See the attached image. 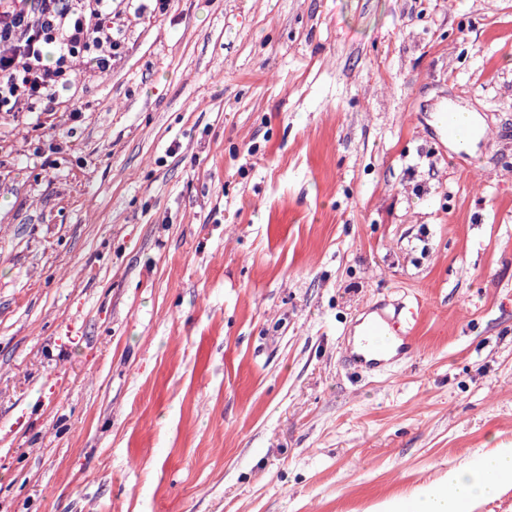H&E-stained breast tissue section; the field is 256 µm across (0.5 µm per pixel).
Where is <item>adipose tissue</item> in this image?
<instances>
[{
  "mask_svg": "<svg viewBox=\"0 0 512 512\" xmlns=\"http://www.w3.org/2000/svg\"><path fill=\"white\" fill-rule=\"evenodd\" d=\"M511 485L512 448H493L474 465L449 469L411 495L384 501L378 512H466L467 505L493 499Z\"/></svg>",
  "mask_w": 512,
  "mask_h": 512,
  "instance_id": "ef3b65f1",
  "label": "adipose tissue"
}]
</instances>
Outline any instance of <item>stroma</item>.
I'll return each mask as SVG.
<instances>
[{
	"instance_id": "35a3bbf8",
	"label": "stroma",
	"mask_w": 512,
	"mask_h": 512,
	"mask_svg": "<svg viewBox=\"0 0 512 512\" xmlns=\"http://www.w3.org/2000/svg\"><path fill=\"white\" fill-rule=\"evenodd\" d=\"M141 5L0 113V512H369L512 447V0ZM455 112L453 109H448V113H444L442 133L444 138L455 146L459 155H468L472 133L455 118ZM369 339L362 346V353L349 355L350 361L364 368L381 365L395 356L385 360L393 352L397 354L409 348L408 336H398L395 333L392 320L385 313L378 314V318L370 320L367 328Z\"/></svg>"
}]
</instances>
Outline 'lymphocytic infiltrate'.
Masks as SVG:
<instances>
[{
  "label": "lymphocytic infiltrate",
  "instance_id": "obj_1",
  "mask_svg": "<svg viewBox=\"0 0 512 512\" xmlns=\"http://www.w3.org/2000/svg\"><path fill=\"white\" fill-rule=\"evenodd\" d=\"M111 0H0V112H37L76 65L102 73L120 48Z\"/></svg>",
  "mask_w": 512,
  "mask_h": 512
}]
</instances>
